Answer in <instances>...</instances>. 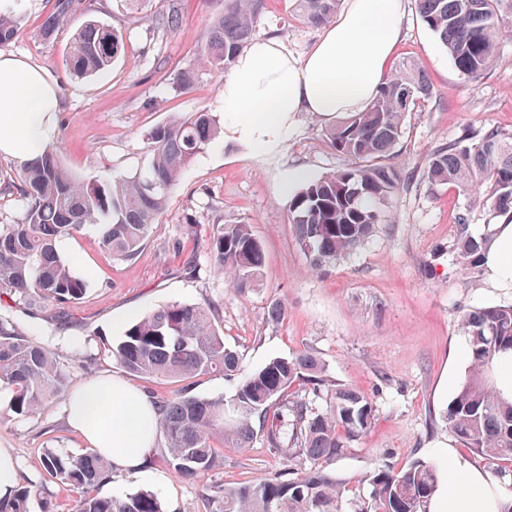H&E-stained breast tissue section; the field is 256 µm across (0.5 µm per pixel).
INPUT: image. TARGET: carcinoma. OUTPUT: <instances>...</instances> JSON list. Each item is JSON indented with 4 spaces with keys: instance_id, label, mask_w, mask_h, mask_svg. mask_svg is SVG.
Returning <instances> with one entry per match:
<instances>
[{
    "instance_id": "carcinoma-1",
    "label": "carcinoma",
    "mask_w": 512,
    "mask_h": 512,
    "mask_svg": "<svg viewBox=\"0 0 512 512\" xmlns=\"http://www.w3.org/2000/svg\"><path fill=\"white\" fill-rule=\"evenodd\" d=\"M39 28L50 39L81 3L50 0ZM310 25L327 22L340 0H295ZM426 27L439 39L455 68L479 83L491 70L500 40L512 34V0H416ZM260 0H224V14L202 36L195 60L180 69L178 90L192 87L203 72L228 71L253 31ZM20 16L0 11V43L14 36ZM124 44L121 31L95 18L74 36L69 63L77 77L110 68ZM430 94L420 65L406 60L370 107L347 115L326 130L330 145L354 160L352 166L303 183L289 200L288 223L311 269L334 264L363 245L383 221L387 206L404 186L387 158L402 135L407 112ZM224 133L211 112L177 115L148 133L149 155L134 175L81 180L54 147L20 165L21 215L0 225V296L65 309L80 302L87 282L56 249L58 239L88 225L100 227L99 247L118 259L136 256L165 210L184 168ZM421 179L429 189L448 186L470 203L512 220V133L482 128L430 154ZM491 235L475 237L468 216L458 217L453 254L466 275L480 271ZM215 270L245 291L256 285L265 265L261 242L248 224H219L209 238ZM215 307L174 301L131 323L108 347L128 373L156 379L191 380L214 372L236 382L231 403L224 396L198 398L186 392L161 402L160 429L168 464L176 474L202 475L218 463V449L250 447L261 436L282 456L288 472L240 486H211L210 512H427L438 488L435 466L414 461L400 470L380 469L369 478L366 499L350 501L345 485L326 470L370 428L375 409L367 397L330 380L325 364L303 352L274 358L245 372L239 355L224 347ZM471 364L443 418L466 448L491 463L512 462V396L498 386L496 367L512 353V305L469 310L460 318ZM70 371L54 350L20 332L0 312V388L10 390L9 410L33 416L64 390ZM327 394L326 407L317 400ZM45 472L81 490L76 512H163L158 495L140 491L122 498L101 497L96 487L112 476V461L94 452L76 455L46 448ZM23 489L0 512H29Z\"/></svg>"
}]
</instances>
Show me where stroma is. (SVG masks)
<instances>
[{"instance_id":"stroma-1","label":"stroma","mask_w":512,"mask_h":512,"mask_svg":"<svg viewBox=\"0 0 512 512\" xmlns=\"http://www.w3.org/2000/svg\"><path fill=\"white\" fill-rule=\"evenodd\" d=\"M173 6L181 17L178 30L157 29L156 18ZM49 8L48 0H20L18 30L0 50L30 58L58 82L64 110L54 146L80 179L134 172L148 157L147 133L174 115L221 113V77L203 74L182 91L173 82L223 13L224 0H142L136 7L125 0H95L91 12H76L46 42L38 30ZM91 16L121 30L125 46L106 73L80 79L69 71V48ZM322 31L299 19L292 0H263L253 24L254 36L277 37L298 55L309 51ZM407 58L421 64L433 93L406 115L389 158L406 181L404 189L384 224L350 257L311 270L292 235L282 192L289 172L299 168L314 180L352 164L327 144L328 121L301 112L274 153L259 154L219 138L195 156L133 259L101 251L94 226L59 239L60 256L72 260L76 274L88 282L84 299L63 313L16 302L10 318L31 339L57 349L76 386L122 374V367L98 350L116 343L142 315L173 301L213 304L224 345L239 354L244 369L309 352L325 364L331 380L373 403L368 432L329 465L347 488L366 490L374 471L417 460L433 463L439 479H446L442 448L500 483L511 482L512 462L491 464L460 446L443 420L470 363L462 312L512 303V290L490 288L480 273H460L452 253L456 218L468 213L476 236L497 219L471 207L458 191L429 189L421 174L433 151L466 131L497 126L512 133V37L501 42L481 84L471 85L422 22L415 0H406L394 59ZM228 223L251 225L265 250L262 277L245 292L215 272L207 250L212 229ZM274 300L288 306L279 324L267 319ZM69 397L62 392L38 415L22 417L9 411V391L0 390V448L11 449L19 460L18 485L32 491L30 512H73L80 496L50 481L41 464L47 448L86 450L65 420ZM220 459L203 477H172L174 494L163 497V504L178 502L179 512H209L207 487L274 478L288 466L260 439L243 450H221Z\"/></svg>"}]
</instances>
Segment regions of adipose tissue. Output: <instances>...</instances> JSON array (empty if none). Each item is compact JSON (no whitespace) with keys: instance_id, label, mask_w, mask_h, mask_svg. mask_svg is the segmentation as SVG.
Here are the masks:
<instances>
[{"instance_id":"obj_1","label":"adipose tissue","mask_w":512,"mask_h":512,"mask_svg":"<svg viewBox=\"0 0 512 512\" xmlns=\"http://www.w3.org/2000/svg\"><path fill=\"white\" fill-rule=\"evenodd\" d=\"M404 0H346L343 11L304 55L277 38L253 40L222 84L225 140L271 153L284 144L297 113L321 118L365 111L391 69ZM63 100L55 81L27 57L0 52V154L27 162L52 145ZM482 264L492 288H512V224L496 225ZM161 413L155 401L119 376L77 386L68 423L87 446L139 484L169 489L151 462ZM512 488L449 455L448 476L428 512H499Z\"/></svg>"}]
</instances>
